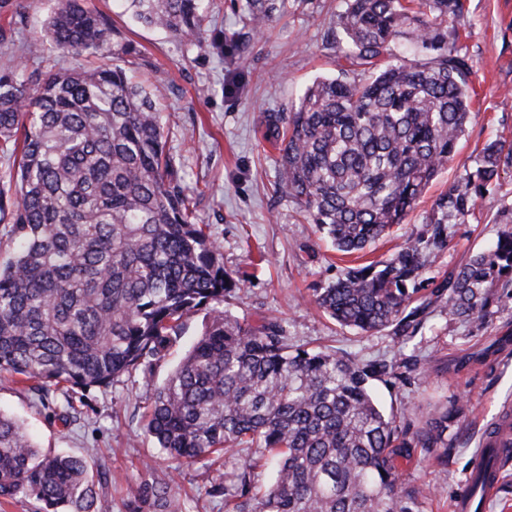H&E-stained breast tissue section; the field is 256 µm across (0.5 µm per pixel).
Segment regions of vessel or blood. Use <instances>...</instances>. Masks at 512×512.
<instances>
[{
	"label": "vessel or blood",
	"instance_id": "obj_1",
	"mask_svg": "<svg viewBox=\"0 0 512 512\" xmlns=\"http://www.w3.org/2000/svg\"><path fill=\"white\" fill-rule=\"evenodd\" d=\"M512 445V414L502 413L494 426L488 429L478 452V485L464 484L454 500V512H475L476 505H487L495 496L500 482L499 455Z\"/></svg>",
	"mask_w": 512,
	"mask_h": 512
}]
</instances>
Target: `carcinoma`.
<instances>
[{
    "label": "carcinoma",
    "mask_w": 512,
    "mask_h": 512,
    "mask_svg": "<svg viewBox=\"0 0 512 512\" xmlns=\"http://www.w3.org/2000/svg\"><path fill=\"white\" fill-rule=\"evenodd\" d=\"M131 17L190 43L206 20L204 0H126ZM461 0H346L336 39L349 64L315 80L288 115H264L279 142L278 189L295 198L343 253L362 251L401 224L417 197L454 157L470 118L466 56L448 41ZM55 49L80 55L109 46L111 27L84 0H58L46 22ZM411 34L421 58L392 59ZM169 130L156 101L125 69L81 65L36 78L18 65L0 75V152L20 153L0 174V222L14 252L0 262V373L35 382L42 402L107 388L154 363L181 339L185 318L205 309L211 324L166 382L154 389L146 433L178 465L207 464L238 448L271 459L275 477L253 492L243 462L209 492L230 512H422L426 489L403 483L399 448L448 456V412L412 440L398 432L371 381L393 366L360 364L320 348L288 345L276 318L242 323L224 309L246 277L197 222L184 177L166 150ZM512 164L492 141L481 164L437 204L432 244L463 224L478 196ZM493 244L443 285L456 319L484 316L490 289L512 287V212ZM422 249L344 269L314 302L340 327L378 333L415 328L414 284ZM82 458L39 448L16 418L0 412V498L19 494L43 512H107ZM168 471L131 488L129 512H180Z\"/></svg>",
    "instance_id": "carcinoma-1"
}]
</instances>
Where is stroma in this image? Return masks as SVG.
<instances>
[{
    "mask_svg": "<svg viewBox=\"0 0 512 512\" xmlns=\"http://www.w3.org/2000/svg\"><path fill=\"white\" fill-rule=\"evenodd\" d=\"M210 2L205 38L222 40L223 52L135 23L122 0H85L108 18L112 40L104 53L78 57L46 43L44 24L56 0H0V73L20 62L31 72L114 63L142 82L161 107L170 129L167 146L225 269L252 278L226 299V307L252 325L265 317L281 319L290 345L324 346L361 364L394 365L400 379L375 382L374 393L407 434L419 430L434 409L453 412L445 459L415 446L399 449L394 459L402 480L428 489L422 512H452L455 490L472 469L487 427L512 406V290L495 289L484 318L461 321L449 316L436 289L496 239L502 215L512 209V166L478 198L466 223L449 225L443 249L428 245L429 220L439 198L476 171L486 143L512 144V0H463L452 27L472 66L471 120L453 160L405 221L353 254L335 250L295 199L276 192L279 147L263 124L265 113L292 112L315 79L339 76L332 29L345 0H263L266 21L258 28L247 0ZM415 242L424 244L426 258L416 282L425 305L416 334L389 327L363 335L341 328L314 304V289L342 269L388 259ZM209 323L207 311L190 314L180 343L156 362L151 377L136 372L90 390L65 419L2 375L0 412L23 421L40 448L108 469L112 481L103 491L112 512H127L129 487L149 469L168 466L144 430V406ZM233 470V460L222 458L180 469L175 493L183 512H225L223 499L211 497L208 488L218 474Z\"/></svg>",
    "mask_w": 512,
    "mask_h": 512,
    "instance_id": "35a3bbf8",
    "label": "stroma"
}]
</instances>
